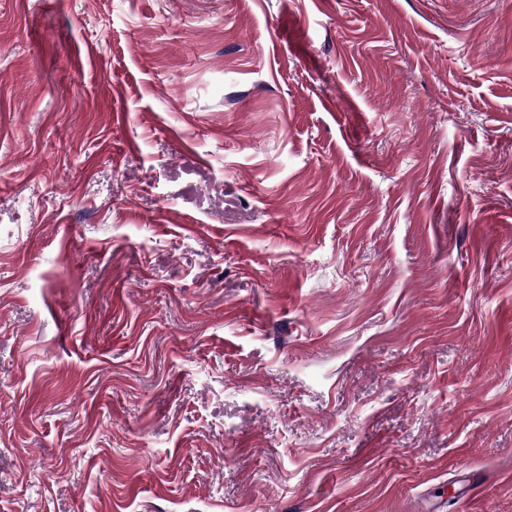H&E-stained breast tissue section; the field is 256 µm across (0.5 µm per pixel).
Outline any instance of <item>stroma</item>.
<instances>
[{
  "mask_svg": "<svg viewBox=\"0 0 512 512\" xmlns=\"http://www.w3.org/2000/svg\"><path fill=\"white\" fill-rule=\"evenodd\" d=\"M0 512H512V0H0Z\"/></svg>",
  "mask_w": 512,
  "mask_h": 512,
  "instance_id": "obj_1",
  "label": "stroma"
}]
</instances>
